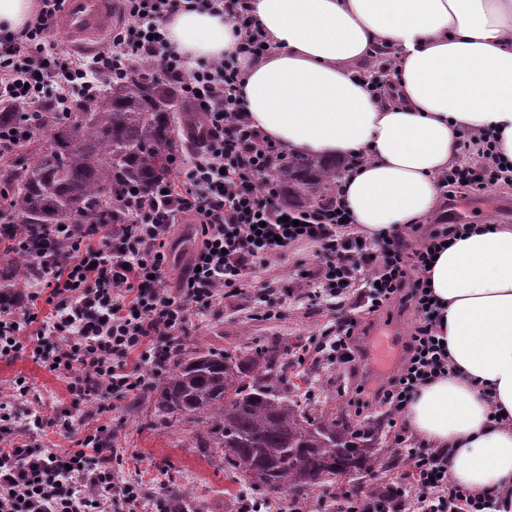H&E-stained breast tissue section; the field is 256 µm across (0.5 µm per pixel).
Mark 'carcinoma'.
Listing matches in <instances>:
<instances>
[{
	"label": "carcinoma",
	"mask_w": 512,
	"mask_h": 512,
	"mask_svg": "<svg viewBox=\"0 0 512 512\" xmlns=\"http://www.w3.org/2000/svg\"><path fill=\"white\" fill-rule=\"evenodd\" d=\"M45 134L27 154L0 168L10 219L0 223V246L16 264L0 270V290L33 278L30 253L41 248L48 224H101L121 211L132 188L171 179L175 164L199 149L206 116L189 107L177 85L135 75L118 80L67 117L36 116ZM25 124L10 104L0 128ZM336 162L286 155L269 169L281 200L294 207L321 202L336 184ZM281 352L274 346L241 357L175 341L165 358L154 412L209 425L202 447L224 459L240 479L266 494L299 497L349 473L376 468L381 449L358 437L341 416L306 414L283 390Z\"/></svg>",
	"instance_id": "carcinoma-1"
}]
</instances>
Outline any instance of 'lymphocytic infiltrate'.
Masks as SVG:
<instances>
[{"mask_svg": "<svg viewBox=\"0 0 512 512\" xmlns=\"http://www.w3.org/2000/svg\"><path fill=\"white\" fill-rule=\"evenodd\" d=\"M63 0H38L35 17L20 31L0 34V102L14 111H72L75 98L95 97L103 86L150 64V74L174 81L184 98L205 112L208 138L195 159L178 166L166 189L142 192L123 224L60 230L58 252L35 253L39 275L30 283L28 308L0 296V360L30 358L68 382L69 408L53 419L20 423L16 405L30 392L17 383L0 395V512H166L167 500L145 502L137 482L114 479L124 456L107 425L77 430L76 416L104 414L105 394L125 397L147 390L159 376L172 341L192 314L235 296L260 268L288 251L311 248L307 285L331 299L332 324L314 348L317 361H353L358 313L392 303L418 318L399 371L378 393L388 416L402 415L419 388L450 375L449 357L434 334L437 307L425 272L440 241L459 232L445 225L362 243L340 195L308 207L282 203L275 183L261 176L277 145L250 122L241 95L243 61L265 55L268 42L253 16V0H119V20L106 48L91 59L48 53L45 33ZM223 13L238 41L217 59L189 62L171 45L166 25L179 6ZM462 159L442 173V201L512 188V166L502 161L486 132L462 131ZM187 220L201 230L178 288L166 272L174 228ZM45 299L51 314L32 304ZM52 428L77 435L76 447L32 445ZM415 487L397 480L380 494L344 499L336 512H492L494 501L448 484L449 453L418 445L405 449Z\"/></svg>", "mask_w": 512, "mask_h": 512, "instance_id": "obj_1", "label": "lymphocytic infiltrate"}]
</instances>
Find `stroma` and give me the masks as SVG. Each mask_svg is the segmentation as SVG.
<instances>
[{
    "mask_svg": "<svg viewBox=\"0 0 512 512\" xmlns=\"http://www.w3.org/2000/svg\"><path fill=\"white\" fill-rule=\"evenodd\" d=\"M464 208L463 223L481 224L494 220L512 225V189H495L480 196H460ZM310 250L289 254L286 261L268 271L281 283L274 316H265L259 300L261 280L253 278L240 295L227 297L212 308L194 313L183 336L185 341L217 350L250 351L277 345L285 361L283 385L310 415H343L355 428L373 429L376 445L385 457L384 467L353 478H342L317 489L311 498L312 512H333L344 492L358 496L379 491L405 469L392 448L397 434L416 442L413 431L405 430L404 419L390 420L375 402L376 392L389 376L379 366H368L365 355L345 367H317L312 359H300L302 346L320 339L333 320V314L321 298L309 289L297 287L302 271L309 269ZM414 325L411 310L393 306L383 312L364 316L363 333L356 344L365 348L367 339L377 331L397 328L409 336ZM25 380L33 391L25 402L44 418L69 404L67 383L30 359L0 360V389L16 380ZM151 392L112 402V427L118 432V447L124 450V463L115 476L122 481L142 482L148 495L189 491L193 512H244L253 492L236 482L221 458L201 449L207 427L201 421L187 419L166 426L152 411Z\"/></svg>",
    "mask_w": 512,
    "mask_h": 512,
    "instance_id": "obj_1",
    "label": "stroma"
}]
</instances>
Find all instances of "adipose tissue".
Instances as JSON below:
<instances>
[{"label":"adipose tissue","mask_w":512,"mask_h":512,"mask_svg":"<svg viewBox=\"0 0 512 512\" xmlns=\"http://www.w3.org/2000/svg\"><path fill=\"white\" fill-rule=\"evenodd\" d=\"M273 46L243 64L251 122L291 152L367 162L343 177L360 233L426 221L437 177L460 158L462 130L494 133L512 163V0H254ZM192 59L222 57L224 17L179 10L167 24ZM395 53L398 93L372 98L353 76L378 44ZM428 282L436 334L454 366L423 385L405 418L428 446L449 449L448 482L501 492L512 512V225H475L440 247Z\"/></svg>","instance_id":"1"}]
</instances>
